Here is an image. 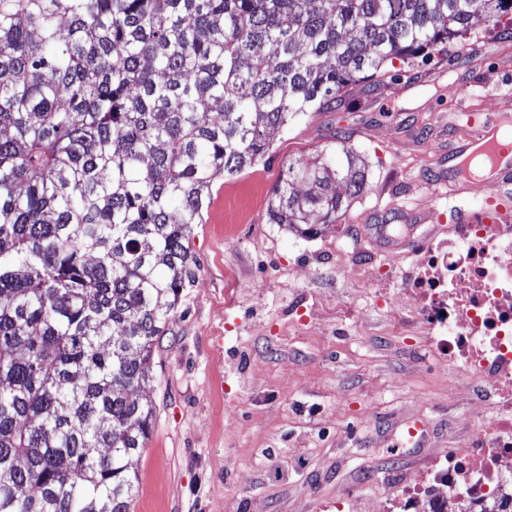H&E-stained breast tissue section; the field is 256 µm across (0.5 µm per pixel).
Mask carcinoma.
Here are the masks:
<instances>
[{"mask_svg":"<svg viewBox=\"0 0 512 512\" xmlns=\"http://www.w3.org/2000/svg\"><path fill=\"white\" fill-rule=\"evenodd\" d=\"M478 20L512 0H0V512H131L214 183ZM367 186L348 145L290 161L269 223L316 235Z\"/></svg>","mask_w":512,"mask_h":512,"instance_id":"carcinoma-1","label":"carcinoma"}]
</instances>
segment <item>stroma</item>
I'll return each instance as SVG.
<instances>
[{"label": "stroma", "mask_w": 512, "mask_h": 512, "mask_svg": "<svg viewBox=\"0 0 512 512\" xmlns=\"http://www.w3.org/2000/svg\"><path fill=\"white\" fill-rule=\"evenodd\" d=\"M509 85L512 32L480 23L449 52L348 87L278 130L269 158L214 183L190 238L195 276L148 371L156 414L131 461L132 512H384L408 472L492 414L489 389L459 383L413 327L400 284L436 225L485 204L484 185L449 196L448 146L471 112L512 114ZM343 144L368 190L334 228L269 223L287 162ZM393 254L392 275L364 287L360 268ZM417 414L424 445L394 447Z\"/></svg>", "instance_id": "stroma-1"}]
</instances>
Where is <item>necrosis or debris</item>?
Wrapping results in <instances>:
<instances>
[{
	"mask_svg": "<svg viewBox=\"0 0 512 512\" xmlns=\"http://www.w3.org/2000/svg\"><path fill=\"white\" fill-rule=\"evenodd\" d=\"M404 291L442 359L492 390L493 417L403 481L390 512H512V214L452 224L414 260Z\"/></svg>",
	"mask_w": 512,
	"mask_h": 512,
	"instance_id": "4bbe7bcc",
	"label": "necrosis or debris"
}]
</instances>
